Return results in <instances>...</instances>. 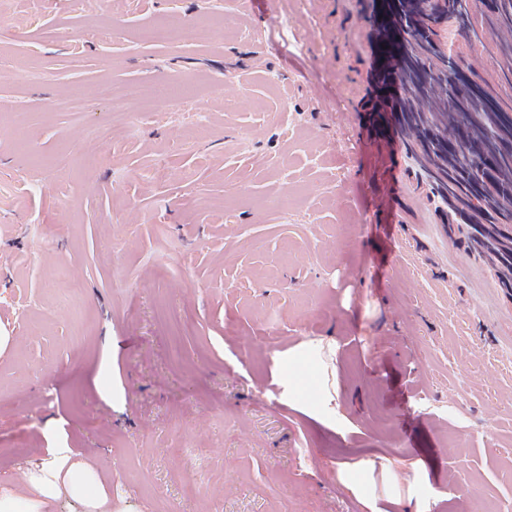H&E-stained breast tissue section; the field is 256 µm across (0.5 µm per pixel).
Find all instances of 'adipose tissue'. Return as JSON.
Instances as JSON below:
<instances>
[{"mask_svg":"<svg viewBox=\"0 0 512 512\" xmlns=\"http://www.w3.org/2000/svg\"><path fill=\"white\" fill-rule=\"evenodd\" d=\"M309 355L314 356L315 366L308 372L303 362ZM286 357L288 369L278 373L276 378L283 398L321 422L335 423L339 418L333 371L335 341L318 338L302 342L290 348ZM392 478L390 468L379 469L368 461L338 474L343 486L365 499L370 512H386V505L402 501L403 493L398 489L386 495V504L382 507L366 496L375 481L387 483ZM67 498L80 501L84 512H112V499L93 464L72 449L53 448L45 460L29 469L19 482L0 486V512H55L57 503Z\"/></svg>","mask_w":512,"mask_h":512,"instance_id":"1","label":"adipose tissue"}]
</instances>
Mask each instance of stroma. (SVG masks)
<instances>
[{"label": "stroma", "mask_w": 512, "mask_h": 512, "mask_svg": "<svg viewBox=\"0 0 512 512\" xmlns=\"http://www.w3.org/2000/svg\"><path fill=\"white\" fill-rule=\"evenodd\" d=\"M373 27L372 0H0V484L62 445L112 512H370L337 478L366 460L423 473L393 512H512V291L415 162H375ZM105 79L180 97L128 123ZM321 336L333 428L262 395Z\"/></svg>", "instance_id": "35a3bbf8"}]
</instances>
